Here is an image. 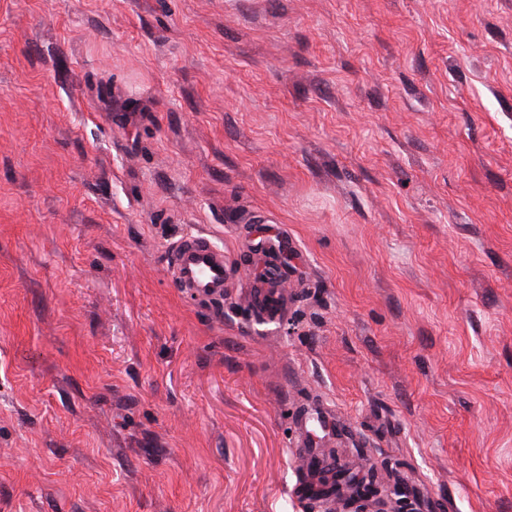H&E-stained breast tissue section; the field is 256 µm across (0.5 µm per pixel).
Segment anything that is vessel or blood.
Returning <instances> with one entry per match:
<instances>
[{"label": "vessel or blood", "mask_w": 512, "mask_h": 512, "mask_svg": "<svg viewBox=\"0 0 512 512\" xmlns=\"http://www.w3.org/2000/svg\"><path fill=\"white\" fill-rule=\"evenodd\" d=\"M168 272L177 287L200 299L223 298L231 269L224 251L203 235L183 237L171 253Z\"/></svg>", "instance_id": "vessel-or-blood-1"}]
</instances>
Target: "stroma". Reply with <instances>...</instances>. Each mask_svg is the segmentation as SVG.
Instances as JSON below:
<instances>
[{"label":"stroma","mask_w":512,"mask_h":512,"mask_svg":"<svg viewBox=\"0 0 512 512\" xmlns=\"http://www.w3.org/2000/svg\"><path fill=\"white\" fill-rule=\"evenodd\" d=\"M311 408L400 512H512V0H0V512H319ZM168 273L178 288L200 299L224 297L231 269L224 250L201 234L183 237L171 253ZM335 462L329 458L319 456V454H311L308 457L307 467L312 475L309 480H305L296 486V494L300 499H312L313 493L318 489L319 483L313 478L315 472L332 467Z\"/></svg>","instance_id":"35a3bbf8"}]
</instances>
